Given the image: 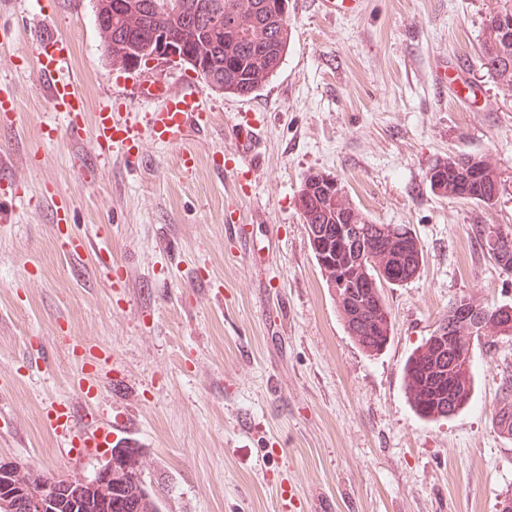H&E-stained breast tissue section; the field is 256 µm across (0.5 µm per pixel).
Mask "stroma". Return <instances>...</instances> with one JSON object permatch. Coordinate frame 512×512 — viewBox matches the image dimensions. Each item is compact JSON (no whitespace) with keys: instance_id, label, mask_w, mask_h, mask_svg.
<instances>
[{"instance_id":"35a3bbf8","label":"stroma","mask_w":512,"mask_h":512,"mask_svg":"<svg viewBox=\"0 0 512 512\" xmlns=\"http://www.w3.org/2000/svg\"><path fill=\"white\" fill-rule=\"evenodd\" d=\"M506 6L359 0L329 19L318 0H289L283 64L238 98L175 60L110 63L93 0H0V86L17 104L0 126V459L92 477L110 450L79 434L116 418L165 487V512H499L512 499V434L494 422L512 332L472 340L470 401L446 418L417 416L403 367L456 300L512 305V271L471 232L512 234V90L480 56ZM54 33L72 44L87 104L144 113L148 87H189L214 126L182 145L143 140L134 168L91 130L70 139L38 90L35 50ZM243 108L257 148L242 164ZM458 154L490 158L493 206L431 191L428 168ZM315 172L423 248L414 278L381 287L391 333L373 356L348 335L312 254L299 190ZM48 192L68 201L72 234L102 237L124 287H110L95 252L65 253ZM59 400L80 409L70 441L46 420Z\"/></svg>"}]
</instances>
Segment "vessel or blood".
<instances>
[{
    "label": "vessel or blood",
    "instance_id": "b4317fda",
    "mask_svg": "<svg viewBox=\"0 0 512 512\" xmlns=\"http://www.w3.org/2000/svg\"><path fill=\"white\" fill-rule=\"evenodd\" d=\"M38 69L43 80L42 90L49 103L65 112L69 129L75 130L84 116H91L95 139L102 151L131 155L143 138L162 144L182 142L186 131L204 130L211 125L207 112L194 91L159 93V103L146 113L144 121H136L133 114L113 112L109 101H99L85 107L78 96L71 72V50L65 36H51L41 41L36 50ZM236 152L239 158H248L256 143V130L247 116H239L235 128ZM51 430L59 437L70 438L74 426L72 409L68 403H58L49 419Z\"/></svg>",
    "mask_w": 512,
    "mask_h": 512
}]
</instances>
